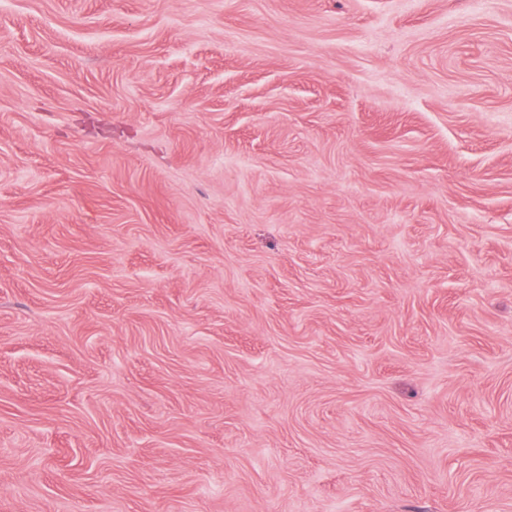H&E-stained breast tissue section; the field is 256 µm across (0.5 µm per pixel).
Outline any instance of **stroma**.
Here are the masks:
<instances>
[{
  "label": "stroma",
  "instance_id": "1",
  "mask_svg": "<svg viewBox=\"0 0 512 512\" xmlns=\"http://www.w3.org/2000/svg\"><path fill=\"white\" fill-rule=\"evenodd\" d=\"M0 512H512V0H0Z\"/></svg>",
  "mask_w": 512,
  "mask_h": 512
}]
</instances>
